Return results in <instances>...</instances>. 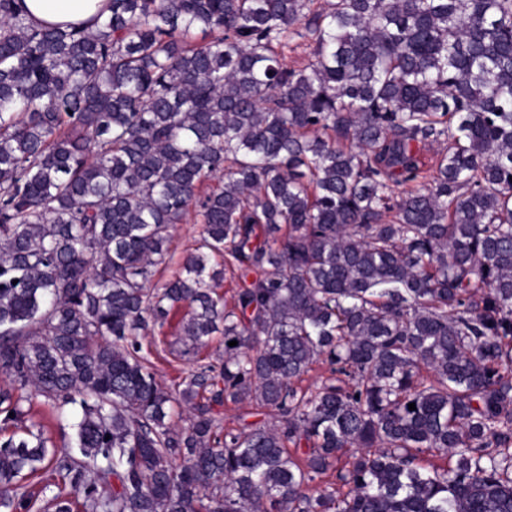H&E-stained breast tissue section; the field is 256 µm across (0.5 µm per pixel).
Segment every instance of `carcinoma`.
<instances>
[{"instance_id": "carcinoma-1", "label": "carcinoma", "mask_w": 512, "mask_h": 512, "mask_svg": "<svg viewBox=\"0 0 512 512\" xmlns=\"http://www.w3.org/2000/svg\"><path fill=\"white\" fill-rule=\"evenodd\" d=\"M178 313L226 345L172 391L139 337ZM0 372L5 512L39 471L54 512H512V0H0ZM27 17L42 24L94 27L109 14L108 0H24ZM201 229V225L194 224L191 218L188 219L186 223L176 225V228L173 230V241L171 245L172 260L166 267H161L157 279L163 282L171 279L178 273L183 257L199 238ZM70 417L67 420H59L56 410L50 403L45 402L42 397L33 401L30 410L27 412V424L35 423L41 426L45 435L50 437L52 441L60 448L64 444H68L72 437L73 430L70 424L73 419L80 413L78 405L69 406ZM221 413V418L226 423H230L236 419L239 415H245L247 422H260V421H271L272 418L266 415L267 410L257 408L254 405L243 404L239 406L229 405L227 407H215Z\"/></svg>"}]
</instances>
